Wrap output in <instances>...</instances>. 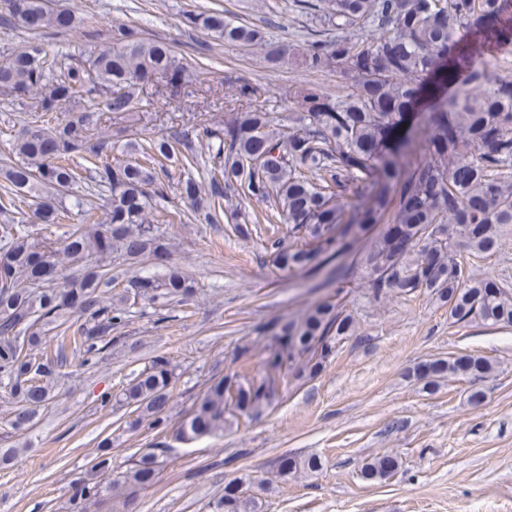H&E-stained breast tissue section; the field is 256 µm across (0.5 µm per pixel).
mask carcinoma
<instances>
[{
    "instance_id": "1",
    "label": "carcinoma",
    "mask_w": 512,
    "mask_h": 512,
    "mask_svg": "<svg viewBox=\"0 0 512 512\" xmlns=\"http://www.w3.org/2000/svg\"><path fill=\"white\" fill-rule=\"evenodd\" d=\"M316 18L336 38H316L302 52L303 64L332 71L341 87L336 95L311 90L299 111L284 123L253 105L265 89L227 77L224 126L191 130L171 123L159 137L127 140L132 159L106 161L112 137L97 129L102 109L116 119L151 105L145 79L173 70L177 89L193 75L170 46L126 30L102 46L88 64L62 66L58 53L37 39L0 61V90L19 100L34 99L13 142L16 160L0 164V187L7 199L33 198L32 217L40 224L58 219L57 195L75 182L73 163L88 164L95 192L109 193L110 209L97 216L91 203H77L80 221L61 243L36 240L23 224H0V385L15 410L10 426L27 432L52 397L67 351L79 365L92 368L106 351L135 349L124 336L130 306L138 301L163 310L196 293L195 282L169 265L164 224H180L188 214L153 205L148 191L155 169L176 157L197 158L195 136L201 130L216 159L205 182L180 181L181 199L205 219L229 214L234 233L253 229L234 203L246 198L265 206L255 223L286 224L288 238L268 230L263 251L280 271L326 272L338 288H364L378 300L393 294L424 291L448 303L458 321L480 319L512 325V293L488 273H468L460 249L489 256L500 247L501 225L512 224V74L489 63L491 51L512 44V11L507 0H320ZM185 25L203 29L224 45L249 46L271 71L288 64L287 46L265 32L238 25L218 11L184 15ZM0 24L20 25L39 33L69 30L75 17L53 0H0ZM432 100L414 114L426 84ZM452 92L439 93L442 85ZM410 129L402 131L409 115ZM457 226L456 236L448 225ZM360 240L357 275L341 261ZM118 253L131 265L152 258L166 268L163 277L134 276L112 300L109 269L91 261ZM46 265L61 275L42 280ZM357 322L331 298L314 301L303 313L265 324L257 331L266 341L264 373H249L251 347H240V367L211 378L192 412L172 433L192 442L224 435L241 417L253 418L278 403L294 381L311 379L326 366L336 345L352 335ZM492 363L480 356L438 359L426 376L466 375L479 380ZM176 374L170 360L151 358L102 402L128 410L130 429L151 428L168 418ZM89 477L75 483L72 502L84 512L104 489L97 477L112 474V438L100 441ZM164 444L147 448L131 461L123 483L151 485L160 469ZM399 467L387 454L362 464L365 480L385 479ZM322 468L316 455L279 458L278 475L288 479ZM251 481L231 479L217 503L220 512H262L255 495L240 487Z\"/></svg>"
}]
</instances>
